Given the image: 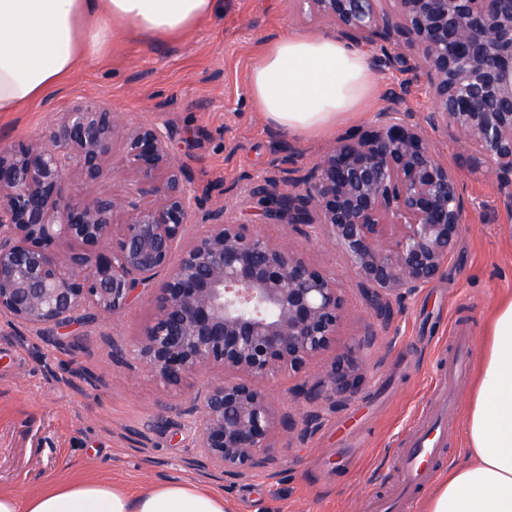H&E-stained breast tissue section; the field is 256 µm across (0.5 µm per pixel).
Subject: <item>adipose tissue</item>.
Here are the masks:
<instances>
[{"label":"adipose tissue","mask_w":512,"mask_h":512,"mask_svg":"<svg viewBox=\"0 0 512 512\" xmlns=\"http://www.w3.org/2000/svg\"><path fill=\"white\" fill-rule=\"evenodd\" d=\"M221 0H0V113L18 112L98 59L119 30L175 37ZM376 89L365 52L332 36L271 43L250 78L266 119L317 138L360 111ZM467 448L439 473L422 512H512V295L487 322L467 393ZM0 512H224L221 496L170 483L133 497L98 482L57 485L34 496L0 494Z\"/></svg>","instance_id":"ef3b65f1"}]
</instances>
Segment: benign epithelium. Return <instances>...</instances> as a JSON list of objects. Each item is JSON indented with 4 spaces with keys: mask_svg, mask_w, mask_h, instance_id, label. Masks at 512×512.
<instances>
[{
    "mask_svg": "<svg viewBox=\"0 0 512 512\" xmlns=\"http://www.w3.org/2000/svg\"><path fill=\"white\" fill-rule=\"evenodd\" d=\"M301 16L357 47L418 58L433 108L424 120L392 95L371 130L347 135L284 191L251 194L266 224H318L349 261L378 316L390 299L438 278L466 229L468 205L453 166L427 128L458 134L462 152L493 165L512 204V0H296ZM119 150L120 163L107 167ZM83 181L132 177L135 197L83 201ZM191 178L150 123L76 102L55 114L50 144L0 147V316L49 342L91 309L114 316L157 283L155 306L132 352L182 394L217 370L184 409L198 418L193 447L228 479L265 462L273 436L292 431L268 382L299 374L326 351L346 308L328 271L302 253L190 203ZM126 214L122 223L114 222ZM70 245L63 259L53 251ZM362 359L336 361L305 399L341 398Z\"/></svg>",
    "mask_w": 512,
    "mask_h": 512,
    "instance_id": "7a95c632",
    "label": "benign epithelium"
}]
</instances>
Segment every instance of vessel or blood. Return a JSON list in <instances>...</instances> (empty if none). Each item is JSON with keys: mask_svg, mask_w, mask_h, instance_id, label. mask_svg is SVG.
<instances>
[{"mask_svg": "<svg viewBox=\"0 0 512 512\" xmlns=\"http://www.w3.org/2000/svg\"><path fill=\"white\" fill-rule=\"evenodd\" d=\"M456 353L448 360L445 379L439 386L431 419L407 439L401 450L404 479L390 499L364 494L362 512H405L411 491L429 480L431 462L445 447L448 433L458 418L456 393L465 379L469 366L472 342L464 330H455L453 336Z\"/></svg>", "mask_w": 512, "mask_h": 512, "instance_id": "b4317fda", "label": "vessel or blood"}]
</instances>
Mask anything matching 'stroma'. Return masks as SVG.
<instances>
[{"label": "stroma", "instance_id": "35a3bbf8", "mask_svg": "<svg viewBox=\"0 0 512 512\" xmlns=\"http://www.w3.org/2000/svg\"><path fill=\"white\" fill-rule=\"evenodd\" d=\"M327 32L292 15L288 0H222L217 13L179 37L120 35L106 58L44 100L0 114V144L16 146L48 143L53 114L77 101L155 124L188 169L203 210H224L247 230L297 248L334 272L347 298L334 343L304 373H284L273 383L278 406L298 422L295 432L276 434L266 464L231 480L191 466L190 417L178 414L168 388L127 351L150 321L152 294L117 316L71 326L62 346L32 332L19 340V328L0 318V493L32 496L81 479L142 495L187 482L222 496L225 512H361L365 493L388 494L400 478L403 437L427 411L453 328L464 327L481 347L491 308L512 292V207L491 165L473 164L448 133L429 130L459 174L468 228L443 274L392 300L384 320L317 226L292 236L286 226L263 223L253 184L302 176L336 136L369 129L392 89L405 88V106L416 117L431 109L423 66L411 58L374 66L373 101L335 136L306 138L269 124L249 93L266 46ZM116 343L121 351H113ZM351 352L364 360L353 393L334 402H292L300 385L317 382Z\"/></svg>", "mask_w": 512, "mask_h": 512}]
</instances>
